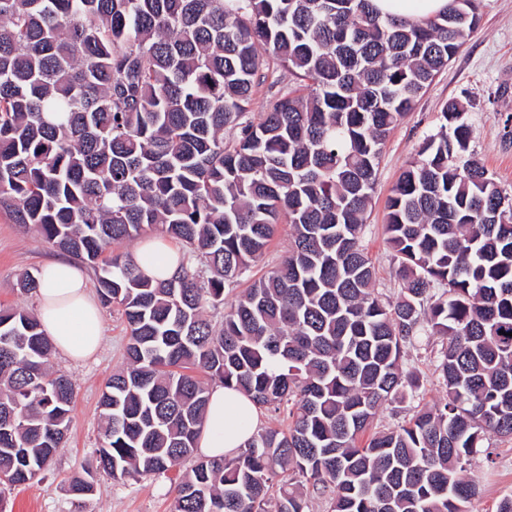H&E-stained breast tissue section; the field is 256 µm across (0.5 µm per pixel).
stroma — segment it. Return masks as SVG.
<instances>
[{"instance_id": "1", "label": "stroma", "mask_w": 512, "mask_h": 512, "mask_svg": "<svg viewBox=\"0 0 512 512\" xmlns=\"http://www.w3.org/2000/svg\"><path fill=\"white\" fill-rule=\"evenodd\" d=\"M264 82L256 84L250 102L252 117L267 111L278 91L296 87V80L268 57H261ZM464 103L473 136L471 148L500 189L512 197V0H481L480 21L460 52L449 62L412 109L387 137L380 158L372 208L364 243L372 258L375 288L385 297H396L397 260L384 232L387 200L400 172L415 157L424 138L436 133L442 107L448 100ZM57 249L39 240L34 227H22L0 214V305L35 311L34 294L23 292L22 273L39 272L42 265L58 258ZM106 335L94 358L72 363L54 356L53 364L75 385L72 422L67 442L51 467L26 487L0 493V512H170L174 486L166 479L130 477L115 482L99 476L94 495L76 499L69 490L71 478L92 462L99 446L102 421L99 400L107 379L119 369L128 342L126 324L118 306L102 307ZM437 338H421L407 349L404 370L413 372L418 390L404 402L385 404L375 425L393 429L408 418L414 407L442 400L445 392L434 373ZM492 457L476 455L467 467L478 477L477 493L466 505L468 512H495L503 498L512 495V441L489 436Z\"/></svg>"}]
</instances>
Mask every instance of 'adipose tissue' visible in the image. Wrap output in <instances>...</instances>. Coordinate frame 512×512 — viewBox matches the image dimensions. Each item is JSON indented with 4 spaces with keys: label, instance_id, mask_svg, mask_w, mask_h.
Returning <instances> with one entry per match:
<instances>
[{
    "label": "adipose tissue",
    "instance_id": "ef3b65f1",
    "mask_svg": "<svg viewBox=\"0 0 512 512\" xmlns=\"http://www.w3.org/2000/svg\"><path fill=\"white\" fill-rule=\"evenodd\" d=\"M451 0H372L381 15L422 21L447 9ZM139 268L156 280L175 276L179 250L163 238L141 243L134 253ZM37 317L50 337L54 350L66 360L77 362L94 356L103 339L101 310L89 292L84 269L72 261L45 265L37 276ZM260 425V412L250 397L214 384L197 448L208 457H232Z\"/></svg>",
    "mask_w": 512,
    "mask_h": 512
}]
</instances>
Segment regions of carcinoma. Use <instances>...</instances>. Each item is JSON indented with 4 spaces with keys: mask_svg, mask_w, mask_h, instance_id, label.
<instances>
[{
    "mask_svg": "<svg viewBox=\"0 0 512 512\" xmlns=\"http://www.w3.org/2000/svg\"><path fill=\"white\" fill-rule=\"evenodd\" d=\"M480 0L422 22L369 0H0V210L88 264L121 308L126 368L110 376L94 474L167 479L171 512H466L465 464L512 438V198L470 152L462 103L399 175L385 234L398 298L375 295L364 232L382 145L458 53ZM266 54L299 81L249 115ZM232 138L224 141V129ZM290 227L280 264L203 310ZM158 230L189 248L155 281L110 247ZM442 347L445 398L362 442L415 392L403 350ZM37 317L0 308V484L28 485L64 446L74 385L50 370ZM288 429L233 457H197L210 383Z\"/></svg>",
    "mask_w": 512,
    "mask_h": 512,
    "instance_id": "carcinoma-1",
    "label": "carcinoma"
}]
</instances>
